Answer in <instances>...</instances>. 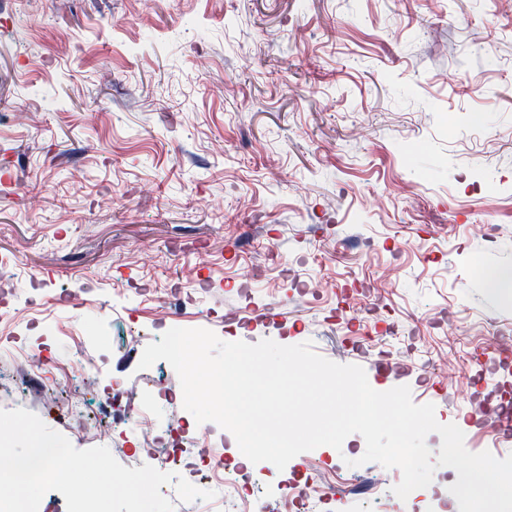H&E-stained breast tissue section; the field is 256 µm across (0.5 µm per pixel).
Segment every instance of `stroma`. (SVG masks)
<instances>
[{
    "label": "stroma",
    "mask_w": 512,
    "mask_h": 512,
    "mask_svg": "<svg viewBox=\"0 0 512 512\" xmlns=\"http://www.w3.org/2000/svg\"><path fill=\"white\" fill-rule=\"evenodd\" d=\"M67 32L69 45L57 36ZM151 104L139 108L142 95ZM16 297L0 318V409L69 434L74 416L15 376V332L53 323L69 395L111 426L101 389L143 385L155 320L225 342L311 343L364 368L379 392L405 385L456 424L473 453L512 436L471 412L465 390H512L491 347L512 330V10L502 0H0V257ZM254 266L265 279L245 282ZM350 296L373 316L351 323ZM257 307L280 309L252 323ZM143 340L127 344L130 330ZM99 361L97 387L76 361ZM133 468L152 446L114 427ZM361 435L284 470L250 465L262 512L281 481L331 466L319 512H411Z\"/></svg>",
    "instance_id": "obj_1"
}]
</instances>
